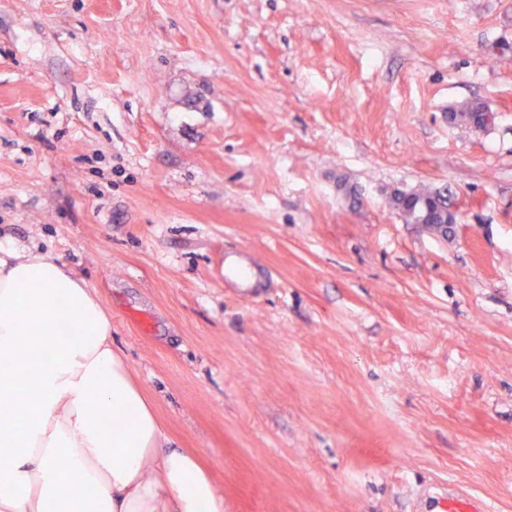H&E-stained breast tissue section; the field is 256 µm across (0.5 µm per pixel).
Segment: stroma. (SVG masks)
I'll list each match as a JSON object with an SVG mask.
<instances>
[{
    "label": "stroma",
    "mask_w": 512,
    "mask_h": 512,
    "mask_svg": "<svg viewBox=\"0 0 512 512\" xmlns=\"http://www.w3.org/2000/svg\"><path fill=\"white\" fill-rule=\"evenodd\" d=\"M5 242L225 512H512V0H0ZM450 112H452V116L457 117L460 121L475 129H484L493 120V115H490L483 105L476 103L461 104L451 108ZM476 113H479L480 116L474 119V114ZM396 209L404 211L406 218L414 224L429 212L433 224H444L443 217L448 211V196L441 190L416 188L409 191L399 190L393 197ZM428 497L433 498L438 504L442 503L444 508H440L441 512H492L491 504L478 500H461L448 498V494L443 493L441 489L431 487L428 491Z\"/></svg>",
    "instance_id": "1"
}]
</instances>
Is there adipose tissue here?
<instances>
[{
    "label": "adipose tissue",
    "instance_id": "adipose-tissue-1",
    "mask_svg": "<svg viewBox=\"0 0 512 512\" xmlns=\"http://www.w3.org/2000/svg\"><path fill=\"white\" fill-rule=\"evenodd\" d=\"M165 439L96 294L49 252L0 248V512H224Z\"/></svg>",
    "mask_w": 512,
    "mask_h": 512
}]
</instances>
